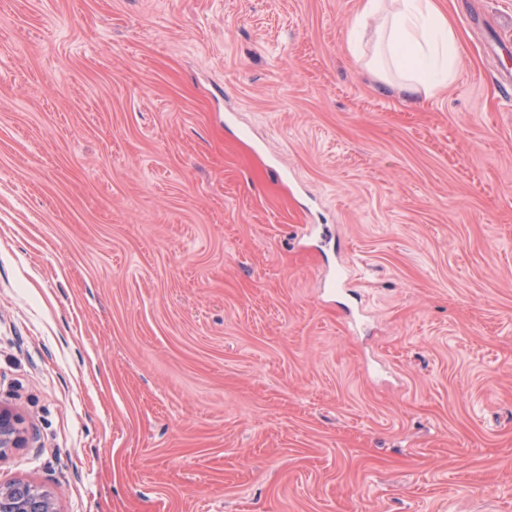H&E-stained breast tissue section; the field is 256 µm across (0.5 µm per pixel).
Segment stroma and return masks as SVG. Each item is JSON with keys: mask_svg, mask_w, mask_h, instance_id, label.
<instances>
[{"mask_svg": "<svg viewBox=\"0 0 512 512\" xmlns=\"http://www.w3.org/2000/svg\"><path fill=\"white\" fill-rule=\"evenodd\" d=\"M363 70L360 0H0V484L58 512H512V0ZM22 419L10 409L0 407V458L12 448H21L26 443Z\"/></svg>", "mask_w": 512, "mask_h": 512, "instance_id": "35a3bbf8", "label": "stroma"}]
</instances>
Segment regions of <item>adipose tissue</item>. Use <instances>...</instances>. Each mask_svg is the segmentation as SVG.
Here are the masks:
<instances>
[{
    "label": "adipose tissue",
    "mask_w": 512,
    "mask_h": 512,
    "mask_svg": "<svg viewBox=\"0 0 512 512\" xmlns=\"http://www.w3.org/2000/svg\"><path fill=\"white\" fill-rule=\"evenodd\" d=\"M380 35L373 66L381 82L397 72L410 95L446 85L459 60V42L435 0H363L350 31L360 41L368 27Z\"/></svg>",
    "instance_id": "adipose-tissue-1"
}]
</instances>
